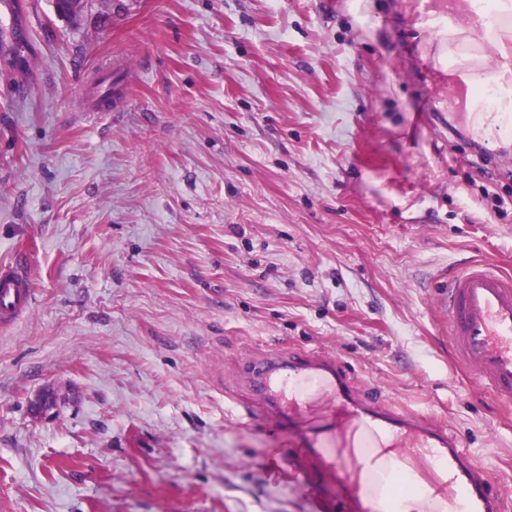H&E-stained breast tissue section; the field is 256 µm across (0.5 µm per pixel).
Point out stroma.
Here are the masks:
<instances>
[{
	"label": "stroma",
	"mask_w": 512,
	"mask_h": 512,
	"mask_svg": "<svg viewBox=\"0 0 512 512\" xmlns=\"http://www.w3.org/2000/svg\"><path fill=\"white\" fill-rule=\"evenodd\" d=\"M0 10V496L14 512H312L291 435L215 388L324 351L442 421L512 495V411L453 363L440 278L512 273V144L449 129L418 0ZM121 76L108 112L82 86ZM34 302V288L26 266L0 263V329L12 328L26 316Z\"/></svg>",
	"instance_id": "1"
}]
</instances>
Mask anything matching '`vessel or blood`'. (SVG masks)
<instances>
[{
  "mask_svg": "<svg viewBox=\"0 0 512 512\" xmlns=\"http://www.w3.org/2000/svg\"><path fill=\"white\" fill-rule=\"evenodd\" d=\"M455 18L470 15V0H426L424 12L433 20L427 59L435 73L444 60L455 71L453 89L463 90L466 76L489 67L482 45L466 43L456 28L436 23L439 9ZM112 70L103 68L83 91L86 111H106L112 102ZM449 125L464 126L486 148L512 141L511 112H452ZM439 306L455 364L491 392L503 405L512 403V275L481 261L454 269L438 286ZM34 288L24 264L0 263V329L8 330L26 316ZM240 377L252 392L246 415L271 418L275 428L294 434L285 459L300 481L315 512H335L336 502L322 495L320 472L342 483L348 512H369L366 484H378L374 468L385 438H392L393 466L428 455L448 468L447 484L432 483L434 495L457 485L467 512H505L506 504L491 488L488 472L461 449L446 426L385 402L379 390L359 385L333 355L317 351L273 350L250 359Z\"/></svg>",
  "mask_w": 512,
  "mask_h": 512,
  "instance_id": "1",
  "label": "vessel or blood"
}]
</instances>
